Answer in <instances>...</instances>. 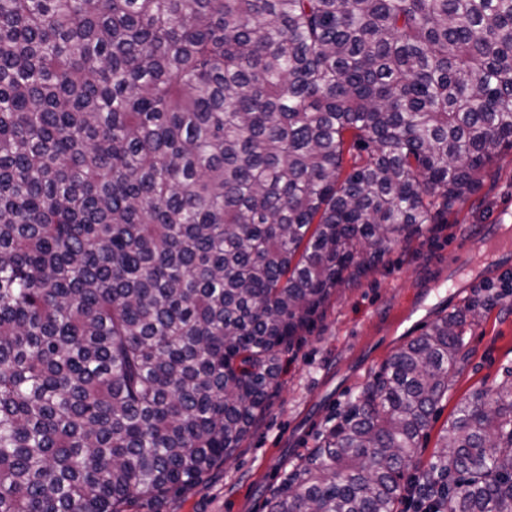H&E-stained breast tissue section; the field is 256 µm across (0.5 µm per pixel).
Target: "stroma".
<instances>
[{
	"instance_id": "1",
	"label": "stroma",
	"mask_w": 512,
	"mask_h": 512,
	"mask_svg": "<svg viewBox=\"0 0 512 512\" xmlns=\"http://www.w3.org/2000/svg\"><path fill=\"white\" fill-rule=\"evenodd\" d=\"M512 209V148H500L479 190L437 211L432 223L363 268L325 302L281 355L283 373L241 448L166 512H267L272 488L298 457L317 445L336 414L373 380L401 345L438 318L485 302L465 339L461 371L419 458L427 466L440 431L473 392L495 387L512 370V272H492L448 291V256L464 240L480 247V226Z\"/></svg>"
}]
</instances>
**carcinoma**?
<instances>
[{
    "instance_id": "carcinoma-1",
    "label": "carcinoma",
    "mask_w": 512,
    "mask_h": 512,
    "mask_svg": "<svg viewBox=\"0 0 512 512\" xmlns=\"http://www.w3.org/2000/svg\"><path fill=\"white\" fill-rule=\"evenodd\" d=\"M503 146L512 0H0V512H161ZM483 308L393 352L268 512H512V372L409 473Z\"/></svg>"
}]
</instances>
